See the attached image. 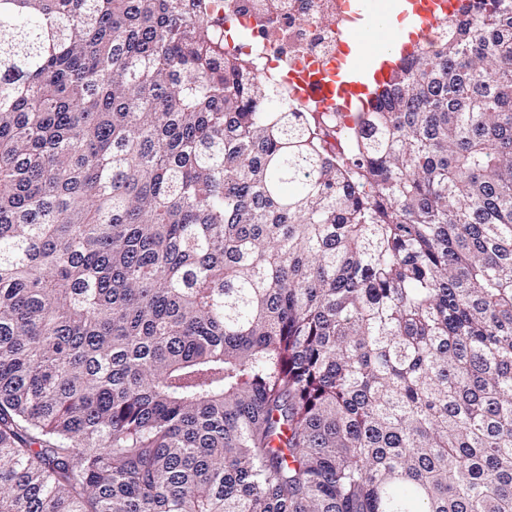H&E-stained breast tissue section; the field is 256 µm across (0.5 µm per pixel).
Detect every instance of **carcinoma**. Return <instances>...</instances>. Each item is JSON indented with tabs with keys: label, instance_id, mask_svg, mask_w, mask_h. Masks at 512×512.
I'll list each match as a JSON object with an SVG mask.
<instances>
[{
	"label": "carcinoma",
	"instance_id": "obj_1",
	"mask_svg": "<svg viewBox=\"0 0 512 512\" xmlns=\"http://www.w3.org/2000/svg\"><path fill=\"white\" fill-rule=\"evenodd\" d=\"M210 2L0 0V512H512V0L333 130Z\"/></svg>",
	"mask_w": 512,
	"mask_h": 512
}]
</instances>
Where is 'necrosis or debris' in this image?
I'll list each match as a JSON object with an SVG mask.
<instances>
[{"label":"necrosis or debris","instance_id":"necrosis-or-debris-1","mask_svg":"<svg viewBox=\"0 0 512 512\" xmlns=\"http://www.w3.org/2000/svg\"><path fill=\"white\" fill-rule=\"evenodd\" d=\"M344 0H214L222 29L244 32L227 49L253 57L264 73L287 77L301 67L327 68L340 47Z\"/></svg>","mask_w":512,"mask_h":512}]
</instances>
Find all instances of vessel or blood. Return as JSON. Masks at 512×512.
<instances>
[{"label": "vessel or blood", "mask_w": 512, "mask_h": 512, "mask_svg": "<svg viewBox=\"0 0 512 512\" xmlns=\"http://www.w3.org/2000/svg\"><path fill=\"white\" fill-rule=\"evenodd\" d=\"M400 10L414 20L411 31L393 32L387 45L366 51L364 35L382 25L384 15L375 0H356L345 7L341 28L347 58L343 68L304 85L301 97L316 108L342 103L351 106L374 98L391 78L401 58L412 52L421 32L448 14V0H401Z\"/></svg>", "instance_id": "obj_1"}]
</instances>
